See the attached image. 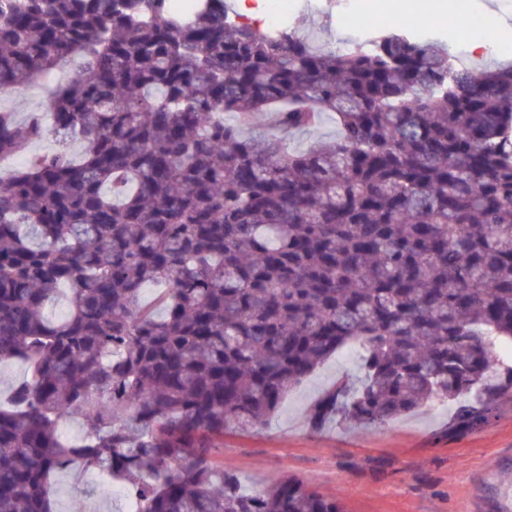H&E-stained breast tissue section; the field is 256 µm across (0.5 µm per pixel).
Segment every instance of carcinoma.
Returning a JSON list of instances; mask_svg holds the SVG:
<instances>
[{
  "label": "carcinoma",
  "mask_w": 512,
  "mask_h": 512,
  "mask_svg": "<svg viewBox=\"0 0 512 512\" xmlns=\"http://www.w3.org/2000/svg\"><path fill=\"white\" fill-rule=\"evenodd\" d=\"M228 9L0 0V95L81 61L53 122L0 108V159L23 157L0 175V363L28 369L0 403V512H55L74 468L138 512H343L292 478L248 489L216 449L352 343L314 428L437 398L465 433L512 401V62L398 30L316 48ZM50 135L81 158L28 152Z\"/></svg>",
  "instance_id": "cac0c4a2"
}]
</instances>
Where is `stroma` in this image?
Masks as SVG:
<instances>
[{
  "mask_svg": "<svg viewBox=\"0 0 512 512\" xmlns=\"http://www.w3.org/2000/svg\"><path fill=\"white\" fill-rule=\"evenodd\" d=\"M341 371L357 366L328 360L290 389L263 429H228L217 451L225 470L249 486L298 479L344 512H503L498 485L512 475V404L458 435L448 432L447 410L432 407L381 427L312 429L309 408ZM53 485L57 512H126L115 483L76 470Z\"/></svg>",
  "mask_w": 512,
  "mask_h": 512,
  "instance_id": "stroma-1",
  "label": "stroma"
}]
</instances>
